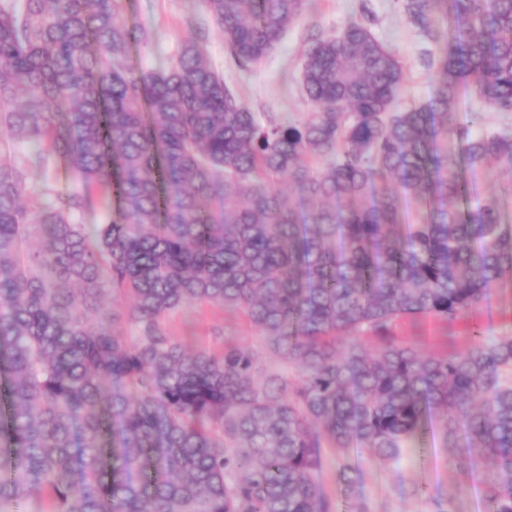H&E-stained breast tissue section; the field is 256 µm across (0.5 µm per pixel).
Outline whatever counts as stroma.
<instances>
[{"mask_svg":"<svg viewBox=\"0 0 512 512\" xmlns=\"http://www.w3.org/2000/svg\"><path fill=\"white\" fill-rule=\"evenodd\" d=\"M308 12L291 27L276 49L249 70L228 64L224 37L216 24H209L207 50L216 69L240 101L256 113L277 112L298 119L309 105L301 94L300 62L306 35L313 31L331 33L364 16L374 19L375 34L401 59L405 80L402 99L408 104H423L431 97L434 84L431 71L421 55L424 42L399 9L396 0H316ZM129 20L146 28L149 46L132 47L130 59L135 69L150 71L164 66L181 45L194 37L195 20L204 13L195 0H125ZM173 336L188 350L219 348L216 330L240 344L258 351L264 364L275 370L285 362L265 350L262 338L241 312L202 303L184 307L169 319ZM512 332V286L499 288L488 307L468 317L444 322L433 317L404 320L395 328L396 336L429 352L461 350L473 336H496ZM457 452L426 440L423 447L398 464L361 460L353 488L336 481V458L327 456L320 481L326 491L339 500L342 512H432L427 498L407 494L410 485H419L448 498L454 512H481V489L490 472L469 475L456 461Z\"/></svg>","mask_w":512,"mask_h":512,"instance_id":"35a3bbf8","label":"stroma"}]
</instances>
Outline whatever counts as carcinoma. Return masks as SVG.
I'll return each mask as SVG.
<instances>
[{"mask_svg": "<svg viewBox=\"0 0 512 512\" xmlns=\"http://www.w3.org/2000/svg\"><path fill=\"white\" fill-rule=\"evenodd\" d=\"M245 70L313 0H198ZM434 93L402 106L404 68L367 21L304 40L310 111L241 104L204 28L137 72L149 32L124 0H0V512H338L316 480L352 456L394 464L426 433L512 512V334L424 352L403 319L454 320L512 282V222L476 179L512 174V0H398ZM67 161L70 185L27 186ZM288 181L296 204L285 202ZM108 212L85 224L93 199ZM34 249L22 251L31 237ZM129 303L126 317L101 298ZM242 312L294 370L226 339L184 353L167 322ZM461 108L465 112L481 113L482 129H500L512 131V112H496L486 107L473 93L465 92L461 95Z\"/></svg>", "mask_w": 512, "mask_h": 512, "instance_id": "1", "label": "carcinoma"}]
</instances>
